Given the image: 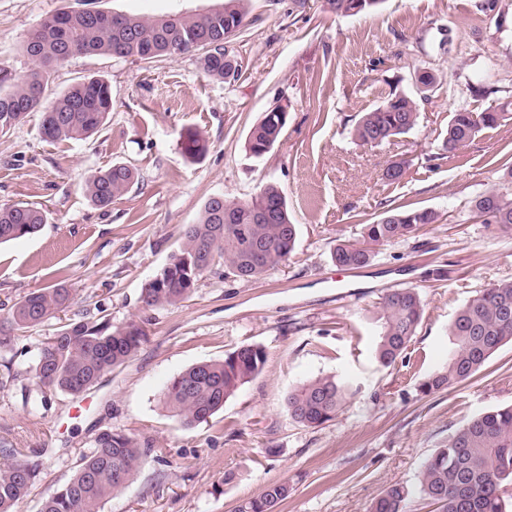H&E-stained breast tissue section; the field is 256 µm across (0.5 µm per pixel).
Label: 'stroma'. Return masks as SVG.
Instances as JSON below:
<instances>
[{
  "label": "stroma",
  "instance_id": "35a3bbf8",
  "mask_svg": "<svg viewBox=\"0 0 512 512\" xmlns=\"http://www.w3.org/2000/svg\"><path fill=\"white\" fill-rule=\"evenodd\" d=\"M222 0H0V70L20 75L31 60L26 36L60 10L90 6L140 17L204 13ZM240 70L216 80L196 55L134 61L106 54L71 58L45 96L99 76L112 90L102 129L82 141L50 143L42 114L27 113L0 135V205L34 203L47 214L39 234L0 246V317L31 291L57 283L72 293L68 317L141 323L147 340L124 366L81 396L29 399L30 367L52 318L28 329L0 366L15 374L0 389V448L39 473L20 512H39L73 476L104 430L160 448L100 512H238L265 486L288 481L277 512H368L396 483L412 488L406 512H433L416 488L424 462L461 425L512 405V344L472 378L421 393L448 362V326L480 290L512 281V232L484 224L472 202L502 184L512 159V0H383L341 15L325 0H250L244 27L226 44ZM428 71L436 87L419 103L408 134L378 145L352 137L363 112L391 93L415 95ZM286 107L280 140L252 157L250 129ZM506 108L501 125L465 147H443L453 112ZM209 148L180 149L184 129ZM406 162L399 181L384 172ZM121 163L138 177L107 208L85 193L87 177ZM284 193L298 226L294 252L259 279L204 275L176 306L145 307V282L177 251L186 225L221 195L250 200L266 183ZM429 209L436 223L376 247L341 280L337 244L360 240L387 210ZM397 288L419 292L423 315L404 353L376 359L380 303ZM262 346V373L207 422L183 425L163 403L169 381L193 364ZM335 376L352 390L336 418L292 422L289 392ZM233 482H225V474Z\"/></svg>",
  "mask_w": 512,
  "mask_h": 512
}]
</instances>
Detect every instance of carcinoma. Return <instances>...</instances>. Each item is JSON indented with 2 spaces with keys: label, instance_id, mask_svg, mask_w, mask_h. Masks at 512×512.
I'll return each mask as SVG.
<instances>
[{
  "label": "carcinoma",
  "instance_id": "1",
  "mask_svg": "<svg viewBox=\"0 0 512 512\" xmlns=\"http://www.w3.org/2000/svg\"><path fill=\"white\" fill-rule=\"evenodd\" d=\"M248 0H224L220 9L206 14H175L141 18L106 11H61L47 17L23 44L34 67L25 75L0 76V134L11 130L27 113L42 112L41 135L46 141H79L99 131L112 111L109 83L101 77L78 82L48 101L45 89L51 72L76 55L108 54L148 61L200 53L203 71L225 80L239 71L238 61L225 52L224 34L231 25L242 28ZM336 14H358L375 9L382 0H326ZM419 104L405 94L364 113L354 128L363 144L386 141L409 133L417 124ZM288 113L276 106L250 131L248 149L255 157L277 142ZM505 112L476 113L460 109L448 123L444 147L454 152L482 130L498 127ZM182 153L196 159L207 151L203 136L187 129L180 137ZM136 179L125 164H114L86 181L85 191L96 206L107 208L123 197ZM484 223L512 230V197L491 188L474 201ZM234 215L224 223V212ZM437 220L431 210L391 209L372 224L363 225L362 240L343 242L332 253L333 262L357 269L370 262L374 247L401 239L423 224ZM46 223L42 209L29 203L0 206V244L35 235ZM297 227L288 214L282 190L266 184L249 201L208 199L199 220L183 231L180 249L142 288L148 308L175 306L185 300L206 274L258 279L294 250ZM71 304L70 291L62 286L35 290L10 307L0 318V352L14 348L20 333L42 324ZM381 332L376 348L378 361L395 362L415 334L423 305L412 288L387 292L381 302ZM450 349L446 368L424 382L421 392L449 387L479 372L488 359L512 341V281L479 291L457 312L449 325ZM147 334L137 322L114 327L106 319L69 318L41 344L31 368L41 398L62 392L80 395L107 373L129 362ZM264 349L243 345L220 360L195 364L175 376L163 393L166 408L187 426L206 421L246 383L258 376L265 364ZM348 395L345 382L333 376L311 379L291 391L286 399L288 417L307 427L332 421ZM155 452L133 436L102 431L94 450L81 458L73 477L49 495L41 512H99L100 504L121 490L142 460ZM38 464L0 463V512H17L30 494ZM512 406L481 413L458 428L448 445L425 462L419 494L437 512H512ZM292 490L286 481L267 485L240 506V512H276ZM410 491L397 483L383 491L369 512H405Z\"/></svg>",
  "mask_w": 512,
  "mask_h": 512
}]
</instances>
